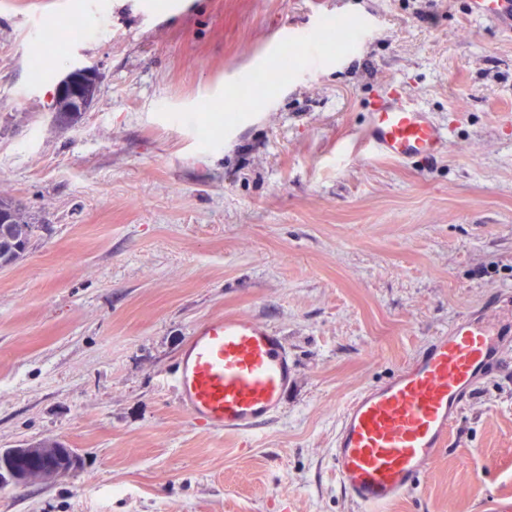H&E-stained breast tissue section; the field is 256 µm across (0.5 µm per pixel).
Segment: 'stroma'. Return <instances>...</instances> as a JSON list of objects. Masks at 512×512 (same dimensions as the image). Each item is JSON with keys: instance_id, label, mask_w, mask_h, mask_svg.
Wrapping results in <instances>:
<instances>
[{"instance_id": "35a3bbf8", "label": "stroma", "mask_w": 512, "mask_h": 512, "mask_svg": "<svg viewBox=\"0 0 512 512\" xmlns=\"http://www.w3.org/2000/svg\"><path fill=\"white\" fill-rule=\"evenodd\" d=\"M467 0H0V196L41 222L0 268V449L83 465L0 482V512H353L328 462L349 397L465 316L512 327V38ZM355 19L244 107L286 32ZM52 59L40 79L32 57ZM103 76L80 123L60 80ZM398 92L450 146L367 153ZM267 321L298 371L248 441L193 426L172 372L192 328ZM447 448L384 512L512 502V344ZM59 448L67 449V446L58 440L40 442L29 445L28 448H9L0 451L2 469L1 472L15 484L23 485L34 479L31 470L38 471L35 467L36 460L40 455H47L54 451L59 459L60 466L53 465L39 471L38 480L48 483L59 479L63 474L72 473L78 466V454L69 450L62 454Z\"/></svg>"}]
</instances>
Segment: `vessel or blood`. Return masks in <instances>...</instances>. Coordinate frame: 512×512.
Segmentation results:
<instances>
[{"instance_id":"obj_1","label":"vessel or blood","mask_w":512,"mask_h":512,"mask_svg":"<svg viewBox=\"0 0 512 512\" xmlns=\"http://www.w3.org/2000/svg\"><path fill=\"white\" fill-rule=\"evenodd\" d=\"M468 13L512 36V0H468ZM448 143L447 130L432 113L401 96L373 110L364 138L367 149L397 162L436 156ZM500 351L493 321L465 317L387 381L352 397L330 459L356 512H379L409 493L447 447L452 425ZM296 372L277 329L227 313L193 328L173 380L192 424L242 434L280 413Z\"/></svg>"}]
</instances>
